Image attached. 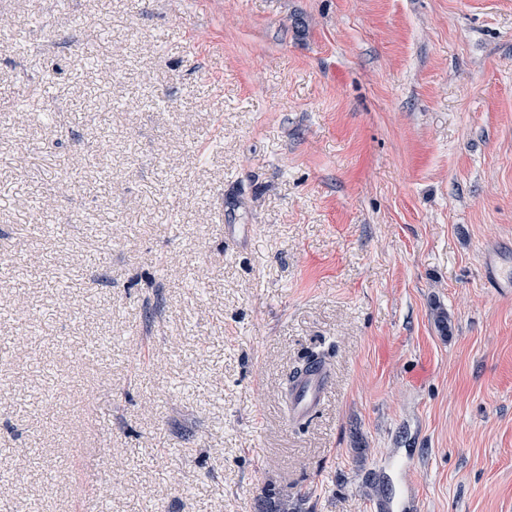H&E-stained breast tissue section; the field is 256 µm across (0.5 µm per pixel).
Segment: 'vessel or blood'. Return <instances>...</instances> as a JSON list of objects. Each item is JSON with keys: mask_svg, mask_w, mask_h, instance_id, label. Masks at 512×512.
I'll return each mask as SVG.
<instances>
[{"mask_svg": "<svg viewBox=\"0 0 512 512\" xmlns=\"http://www.w3.org/2000/svg\"><path fill=\"white\" fill-rule=\"evenodd\" d=\"M330 364L320 355L311 356L288 380V416L291 421L309 420L323 404L329 389Z\"/></svg>", "mask_w": 512, "mask_h": 512, "instance_id": "1", "label": "vessel or blood"}]
</instances>
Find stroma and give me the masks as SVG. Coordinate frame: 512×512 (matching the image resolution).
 Masks as SVG:
<instances>
[{"mask_svg":"<svg viewBox=\"0 0 512 512\" xmlns=\"http://www.w3.org/2000/svg\"><path fill=\"white\" fill-rule=\"evenodd\" d=\"M19 97L0 512H512V0H0ZM330 364L320 355L311 356L288 379V418L293 422L309 420L323 404L329 389Z\"/></svg>","mask_w":512,"mask_h":512,"instance_id":"obj_1","label":"stroma"}]
</instances>
